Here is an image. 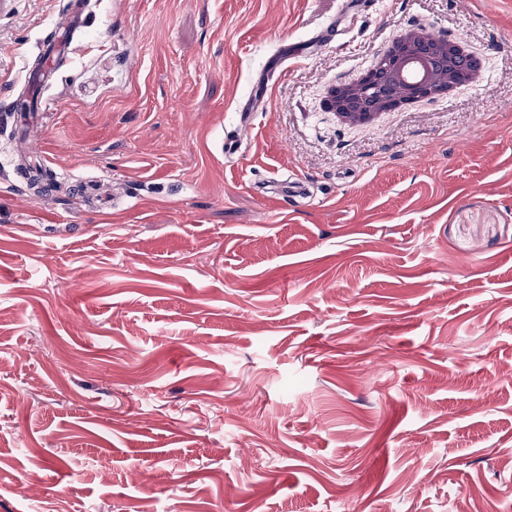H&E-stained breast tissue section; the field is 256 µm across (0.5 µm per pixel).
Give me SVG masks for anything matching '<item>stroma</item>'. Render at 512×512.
Returning a JSON list of instances; mask_svg holds the SVG:
<instances>
[{
  "instance_id": "1",
  "label": "stroma",
  "mask_w": 512,
  "mask_h": 512,
  "mask_svg": "<svg viewBox=\"0 0 512 512\" xmlns=\"http://www.w3.org/2000/svg\"><path fill=\"white\" fill-rule=\"evenodd\" d=\"M368 8L280 72L336 0H0V512H512V0ZM409 26L487 79L340 126ZM369 87L368 76L335 87L328 105L338 113L341 124L351 127L369 124L370 113L380 117L383 112L395 109V104L384 97L375 95L370 98Z\"/></svg>"
}]
</instances>
